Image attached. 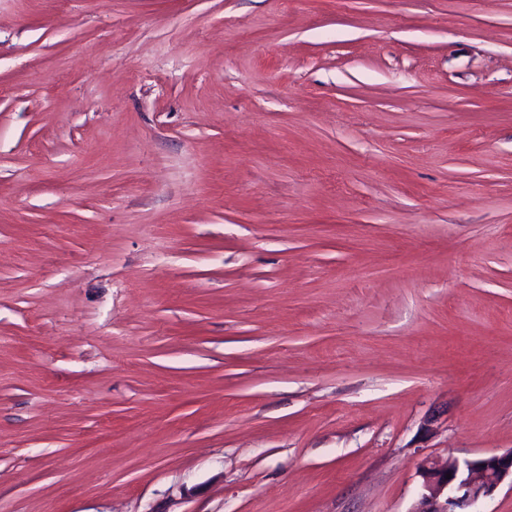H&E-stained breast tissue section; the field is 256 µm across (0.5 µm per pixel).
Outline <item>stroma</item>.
I'll return each instance as SVG.
<instances>
[{
	"label": "stroma",
	"instance_id": "stroma-1",
	"mask_svg": "<svg viewBox=\"0 0 512 512\" xmlns=\"http://www.w3.org/2000/svg\"><path fill=\"white\" fill-rule=\"evenodd\" d=\"M509 450L512 0H0V512Z\"/></svg>",
	"mask_w": 512,
	"mask_h": 512
}]
</instances>
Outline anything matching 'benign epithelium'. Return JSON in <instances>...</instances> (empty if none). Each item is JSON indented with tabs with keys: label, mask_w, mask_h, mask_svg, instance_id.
Returning <instances> with one entry per match:
<instances>
[{
	"label": "benign epithelium",
	"mask_w": 512,
	"mask_h": 512,
	"mask_svg": "<svg viewBox=\"0 0 512 512\" xmlns=\"http://www.w3.org/2000/svg\"><path fill=\"white\" fill-rule=\"evenodd\" d=\"M419 476L422 491L410 512H477L482 499L512 479V450L463 461L426 460L419 466Z\"/></svg>",
	"instance_id": "obj_1"
}]
</instances>
